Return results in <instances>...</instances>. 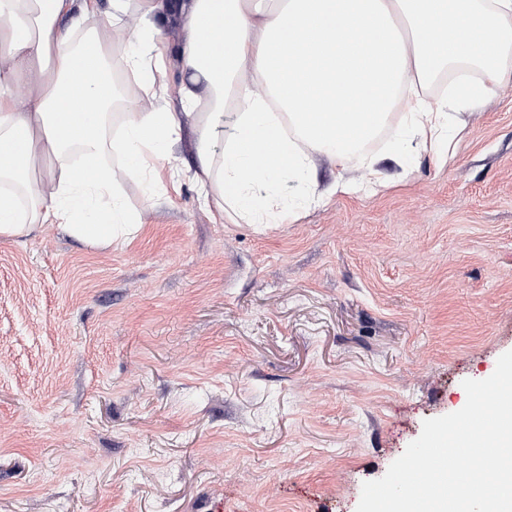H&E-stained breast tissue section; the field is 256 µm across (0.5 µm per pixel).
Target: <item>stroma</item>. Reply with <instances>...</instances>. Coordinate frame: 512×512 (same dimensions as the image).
<instances>
[{"mask_svg":"<svg viewBox=\"0 0 512 512\" xmlns=\"http://www.w3.org/2000/svg\"><path fill=\"white\" fill-rule=\"evenodd\" d=\"M389 142L386 188L249 224L185 132L136 235L0 239V512H356L512 350V82L448 161Z\"/></svg>","mask_w":512,"mask_h":512,"instance_id":"obj_1","label":"stroma"}]
</instances>
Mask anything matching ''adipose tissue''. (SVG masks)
Wrapping results in <instances>:
<instances>
[{"instance_id": "ef3b65f1", "label": "adipose tissue", "mask_w": 512, "mask_h": 512, "mask_svg": "<svg viewBox=\"0 0 512 512\" xmlns=\"http://www.w3.org/2000/svg\"><path fill=\"white\" fill-rule=\"evenodd\" d=\"M112 18L83 37L98 0H0V239L51 224L92 246L131 235L122 186L191 129L205 205L254 224H281L292 209L282 189L305 183L317 159L336 167L361 156L359 182L377 183L364 145L404 122L398 152L447 156L453 121L512 81V0H174L176 47L187 81L179 109L157 107L158 61L167 49L158 0H111ZM134 14L125 62L149 107L123 113L124 160L110 161L115 19ZM220 32L209 50L206 28ZM447 77L448 94L416 87ZM226 132L215 149L218 132Z\"/></svg>"}]
</instances>
